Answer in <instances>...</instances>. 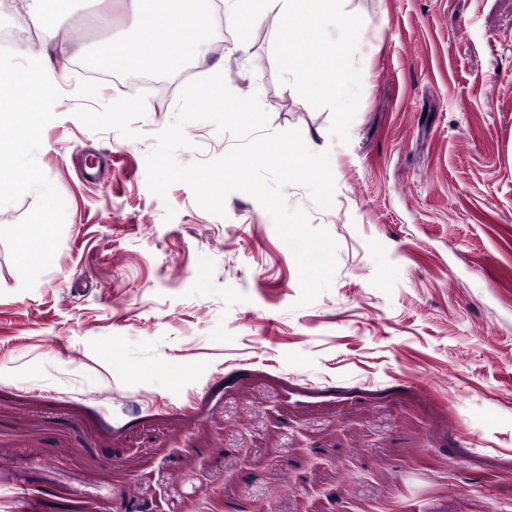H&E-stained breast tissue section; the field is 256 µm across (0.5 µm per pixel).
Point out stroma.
Returning a JSON list of instances; mask_svg holds the SVG:
<instances>
[{
	"mask_svg": "<svg viewBox=\"0 0 512 512\" xmlns=\"http://www.w3.org/2000/svg\"><path fill=\"white\" fill-rule=\"evenodd\" d=\"M346 10L363 34L345 142L279 81L276 14L244 53L225 25L146 97L81 63L136 37L122 0L46 11L61 96L37 162L66 218L32 289L0 243V512H122L134 475L161 512H512V0ZM218 61L269 130L332 158L331 209L284 189L338 244L308 306L255 198L217 216L186 183L148 188L184 84ZM184 134L183 165L234 143L205 120Z\"/></svg>",
	"mask_w": 512,
	"mask_h": 512,
	"instance_id": "35a3bbf8",
	"label": "stroma"
}]
</instances>
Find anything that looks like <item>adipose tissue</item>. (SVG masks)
<instances>
[{"label": "adipose tissue", "mask_w": 512, "mask_h": 512, "mask_svg": "<svg viewBox=\"0 0 512 512\" xmlns=\"http://www.w3.org/2000/svg\"><path fill=\"white\" fill-rule=\"evenodd\" d=\"M129 12L138 21L135 39L116 43L99 42L86 58L95 69L121 68L153 71L159 68L174 72L184 65L182 43L202 47L224 37L199 0H125Z\"/></svg>", "instance_id": "1"}]
</instances>
